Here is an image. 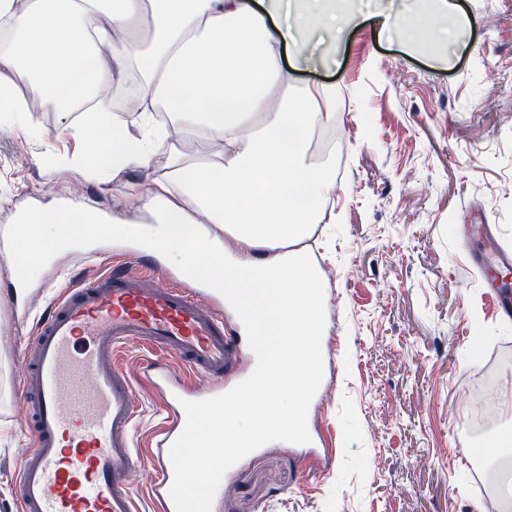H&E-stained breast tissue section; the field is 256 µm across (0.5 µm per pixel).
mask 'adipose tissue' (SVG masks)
<instances>
[{
	"label": "adipose tissue",
	"mask_w": 512,
	"mask_h": 512,
	"mask_svg": "<svg viewBox=\"0 0 512 512\" xmlns=\"http://www.w3.org/2000/svg\"><path fill=\"white\" fill-rule=\"evenodd\" d=\"M352 21L350 0H0V27L17 44L0 51V112L23 123L136 75L140 131L89 110L88 173L101 178L114 167L148 180L140 209L151 222L134 217L118 230L224 293L256 325L265 366L237 396L245 419L212 417L186 447L231 454L307 427L306 398L322 360L323 292L296 245L334 186L329 163L307 162L308 139L313 128L334 126L336 114L326 107L331 89L289 97L280 59ZM16 76L39 88L35 105L15 93ZM187 134L213 142L216 152L190 159L181 148ZM210 223L236 241L237 255L225 254ZM102 229L87 207L75 217L43 210L16 235L18 260L31 271Z\"/></svg>",
	"instance_id": "obj_1"
}]
</instances>
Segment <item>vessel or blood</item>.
Returning a JSON list of instances; mask_svg holds the SVG:
<instances>
[{"label": "vessel or blood", "instance_id": "vessel-or-blood-1", "mask_svg": "<svg viewBox=\"0 0 512 512\" xmlns=\"http://www.w3.org/2000/svg\"><path fill=\"white\" fill-rule=\"evenodd\" d=\"M471 262L493 300L512 311V293ZM136 341L155 357H173L193 373L235 376L242 357L224 332L222 306L203 305L186 286L152 263L139 271L107 270L62 289L27 345L20 400L33 446L16 481L19 512H134V394L114 352ZM171 388V425L157 441L153 476L161 512H210L227 477L220 448H186L185 434L217 404Z\"/></svg>", "mask_w": 512, "mask_h": 512}]
</instances>
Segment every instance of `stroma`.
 I'll return each instance as SVG.
<instances>
[{"label": "stroma", "mask_w": 512, "mask_h": 512, "mask_svg": "<svg viewBox=\"0 0 512 512\" xmlns=\"http://www.w3.org/2000/svg\"><path fill=\"white\" fill-rule=\"evenodd\" d=\"M471 25L403 50L376 19L358 20L297 73L303 86L335 88L336 132L345 148L326 222L304 247L325 298L323 367L307 431L334 456L274 436L232 458L212 512H500L499 468L481 459L470 429L483 369L512 431V321L496 315L467 254H486L474 224L499 228L512 249V0H459ZM79 112H37L28 125L0 122V227L50 204L93 207L101 220L134 211L146 180L117 170L90 178L72 134ZM137 241L108 234L62 248L28 276L14 305L15 256L0 243V512H18L14 473L30 443L17 397L22 353L61 289V269L91 279L136 268ZM134 385L141 450L136 512H155L148 452L167 418L165 383L193 392L209 383L168 359L160 382L139 345L115 354Z\"/></svg>", "instance_id": "35a3bbf8"}]
</instances>
